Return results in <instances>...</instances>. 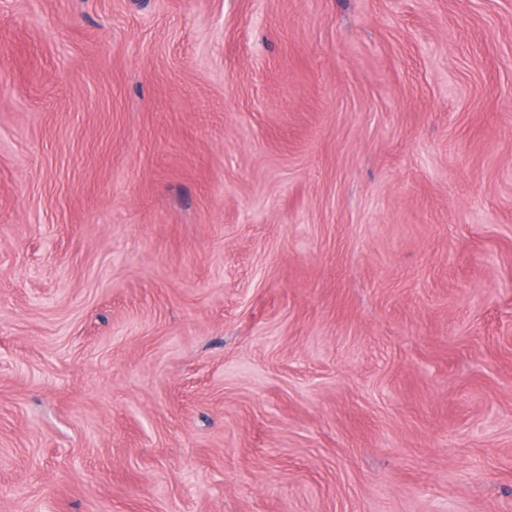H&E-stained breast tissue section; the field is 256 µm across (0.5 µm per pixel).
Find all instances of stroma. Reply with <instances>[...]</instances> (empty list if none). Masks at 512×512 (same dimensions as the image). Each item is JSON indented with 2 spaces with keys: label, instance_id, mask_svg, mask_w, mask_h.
Listing matches in <instances>:
<instances>
[{
  "label": "stroma",
  "instance_id": "1",
  "mask_svg": "<svg viewBox=\"0 0 512 512\" xmlns=\"http://www.w3.org/2000/svg\"><path fill=\"white\" fill-rule=\"evenodd\" d=\"M0 512H512V0H0Z\"/></svg>",
  "mask_w": 512,
  "mask_h": 512
}]
</instances>
